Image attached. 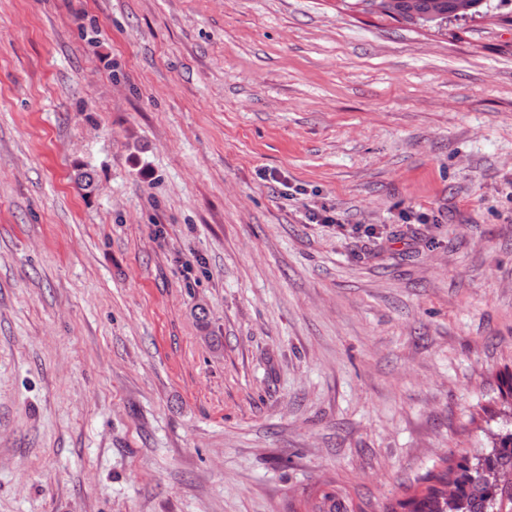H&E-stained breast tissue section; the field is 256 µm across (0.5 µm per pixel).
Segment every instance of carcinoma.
<instances>
[{
  "label": "carcinoma",
  "instance_id": "carcinoma-1",
  "mask_svg": "<svg viewBox=\"0 0 512 512\" xmlns=\"http://www.w3.org/2000/svg\"><path fill=\"white\" fill-rule=\"evenodd\" d=\"M393 19L407 22L443 21L479 11L483 0H357ZM506 428L492 447L451 455L405 488L386 512H512V485H488L481 472L512 473V407L504 409ZM349 505L324 491L310 512H348Z\"/></svg>",
  "mask_w": 512,
  "mask_h": 512
}]
</instances>
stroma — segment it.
I'll return each mask as SVG.
<instances>
[{
    "label": "stroma",
    "instance_id": "35a3bbf8",
    "mask_svg": "<svg viewBox=\"0 0 512 512\" xmlns=\"http://www.w3.org/2000/svg\"><path fill=\"white\" fill-rule=\"evenodd\" d=\"M352 2L0 0V512H381L489 447L512 0ZM371 10L407 22L443 21L479 12L483 0H357Z\"/></svg>",
    "mask_w": 512,
    "mask_h": 512
}]
</instances>
